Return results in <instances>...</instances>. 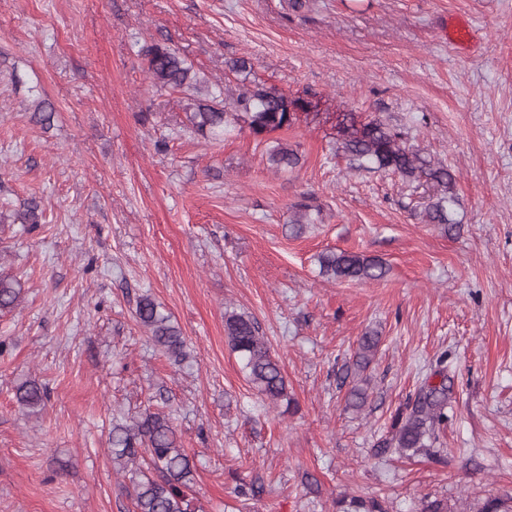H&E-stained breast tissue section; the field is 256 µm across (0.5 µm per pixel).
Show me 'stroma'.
Here are the masks:
<instances>
[{"mask_svg":"<svg viewBox=\"0 0 512 512\" xmlns=\"http://www.w3.org/2000/svg\"><path fill=\"white\" fill-rule=\"evenodd\" d=\"M457 20L467 45L448 39ZM151 43L213 81L249 57L253 79L310 108L260 140L202 138L150 86ZM347 112L407 128L448 166L457 225L421 222L424 191L399 176L351 168L336 150ZM279 142L299 151L294 172L269 170ZM303 194L322 215L296 236ZM31 205L39 223L24 219ZM326 250L381 258L386 276L324 281ZM0 271L23 289L0 312V512H134L110 431L144 410L171 418L204 512H334L344 492L389 512L427 496L469 512L512 495V0H316L299 13L286 0H0ZM144 295L180 327L183 364L137 323ZM228 307L260 322L288 414L242 372ZM369 331L380 343L359 371ZM443 354L447 460L375 455ZM28 381L48 392L35 415L15 396ZM242 481L262 493L241 501ZM379 342V336L375 332H367L360 337L355 360L358 368H367L377 351Z\"/></svg>","mask_w":512,"mask_h":512,"instance_id":"1","label":"stroma"}]
</instances>
